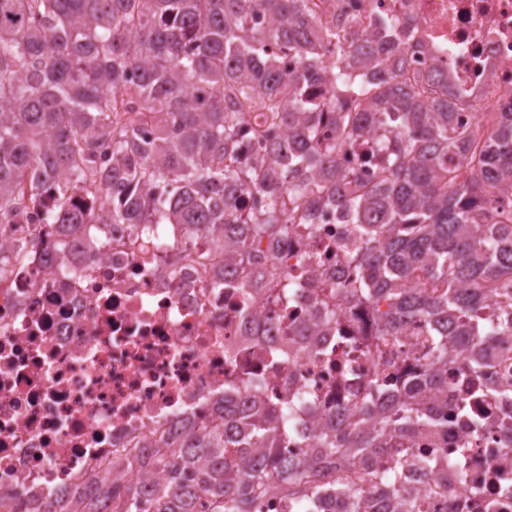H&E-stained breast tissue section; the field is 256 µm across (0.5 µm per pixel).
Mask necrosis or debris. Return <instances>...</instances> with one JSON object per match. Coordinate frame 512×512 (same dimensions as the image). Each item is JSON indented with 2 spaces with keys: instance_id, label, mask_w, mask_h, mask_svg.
I'll use <instances>...</instances> for the list:
<instances>
[{
  "instance_id": "1",
  "label": "necrosis or debris",
  "mask_w": 512,
  "mask_h": 512,
  "mask_svg": "<svg viewBox=\"0 0 512 512\" xmlns=\"http://www.w3.org/2000/svg\"><path fill=\"white\" fill-rule=\"evenodd\" d=\"M317 33L335 43L358 38L401 47L400 79L435 87L456 104V118L486 125L512 112V0H311ZM239 150L244 171L287 127L265 130L259 113ZM380 130L338 155L361 182L376 183L387 156ZM165 240L129 224H46L28 211L0 224V249H22L0 264V512H48L79 496L89 477L120 467L124 481L145 483L157 447L182 444L225 406L253 405L242 381L263 377L264 396L295 402L297 435L285 450L304 456L316 419L363 416L376 375L418 374L429 366L425 318L405 320L398 335L378 336L370 306L348 290L323 299L322 282L345 280L348 252L362 242L335 201L312 208L308 226L265 236L254 260L230 264L206 236L188 243L181 225ZM302 278L292 304L274 300L273 283ZM335 309L328 320L327 309ZM477 380L448 365V406L469 417L426 431L416 447L438 459L407 470L420 512H469L478 487L512 512V445L499 419L512 418V335L483 344ZM392 456L355 459L336 469L348 493L379 500V475Z\"/></svg>"
}]
</instances>
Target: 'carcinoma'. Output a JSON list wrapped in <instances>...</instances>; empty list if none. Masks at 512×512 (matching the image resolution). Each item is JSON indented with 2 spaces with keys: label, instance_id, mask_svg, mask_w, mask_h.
I'll return each instance as SVG.
<instances>
[{
  "label": "carcinoma",
  "instance_id": "carcinoma-1",
  "mask_svg": "<svg viewBox=\"0 0 512 512\" xmlns=\"http://www.w3.org/2000/svg\"><path fill=\"white\" fill-rule=\"evenodd\" d=\"M309 0H0V216L38 208L47 224H139L154 235L162 224L185 225L191 241L201 229L228 257L250 256L248 228L261 236L309 220L312 207L346 184L336 202L356 224L371 226L365 246L348 257L349 288L376 309L380 336L426 316L439 330L431 344L433 398L415 392L412 377H377L365 407L372 422H327L312 435L317 454L288 460L281 449L295 431L293 403L273 402L228 424L203 428L184 449L164 448L154 460L162 479L130 485L96 474L87 493L62 512H264L280 488L288 512H336L311 479L322 463L336 465L362 452L393 455L383 477L395 501L390 512H419L402 480L416 457L420 426L448 425L454 414L429 417L448 395V362L474 377L478 348L512 333V321L482 311L483 290L498 288L502 313L512 312V212L486 223L498 187L512 182V126L497 141L467 152L478 130L460 127L455 105L402 90L388 75L363 83L362 111L335 112L353 143L370 111L384 130L380 149L394 164L371 187L336 166V147L319 141L326 113L305 87L279 71L269 45L292 52L301 68L322 59L305 22ZM267 18L251 25L257 14ZM359 52L354 42L330 61L344 78ZM284 124L298 152L242 175L238 152L245 114ZM153 121L157 133L141 127ZM255 189L264 200L238 212L234 194ZM421 277L439 295L409 292Z\"/></svg>",
  "mask_w": 512,
  "mask_h": 512
}]
</instances>
